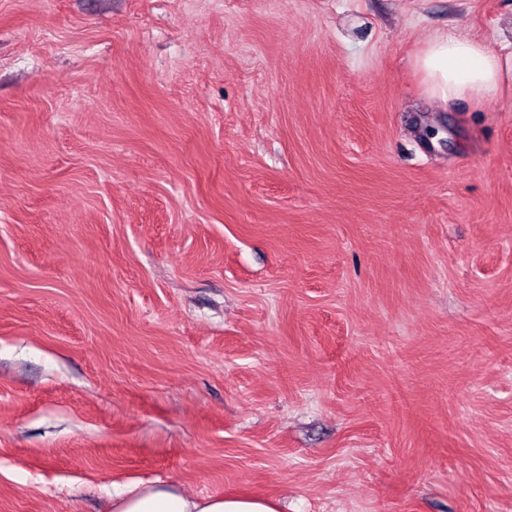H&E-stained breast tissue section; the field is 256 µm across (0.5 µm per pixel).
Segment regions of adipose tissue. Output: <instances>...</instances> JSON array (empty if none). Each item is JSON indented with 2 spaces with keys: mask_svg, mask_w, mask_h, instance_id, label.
<instances>
[{
  "mask_svg": "<svg viewBox=\"0 0 512 512\" xmlns=\"http://www.w3.org/2000/svg\"><path fill=\"white\" fill-rule=\"evenodd\" d=\"M429 97L440 105L481 99L512 87V55L490 50L473 35L430 36L416 58ZM111 512H280L274 499L247 494L195 496L141 481L112 492Z\"/></svg>",
  "mask_w": 512,
  "mask_h": 512,
  "instance_id": "adipose-tissue-1",
  "label": "adipose tissue"
}]
</instances>
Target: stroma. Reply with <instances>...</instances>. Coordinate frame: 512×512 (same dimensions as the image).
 Returning a JSON list of instances; mask_svg holds the SVG:
<instances>
[{
    "label": "stroma",
    "instance_id": "obj_1",
    "mask_svg": "<svg viewBox=\"0 0 512 512\" xmlns=\"http://www.w3.org/2000/svg\"><path fill=\"white\" fill-rule=\"evenodd\" d=\"M512 0H0V512L162 481L512 512ZM429 97L442 106L461 99H481L508 89L512 53L490 50L468 32L430 36L416 58Z\"/></svg>",
    "mask_w": 512,
    "mask_h": 512
}]
</instances>
